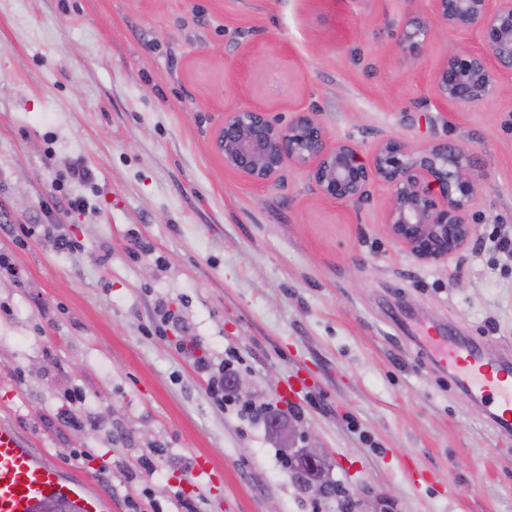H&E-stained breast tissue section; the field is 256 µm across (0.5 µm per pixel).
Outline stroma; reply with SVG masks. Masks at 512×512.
Returning <instances> with one entry per match:
<instances>
[{
    "label": "stroma",
    "mask_w": 512,
    "mask_h": 512,
    "mask_svg": "<svg viewBox=\"0 0 512 512\" xmlns=\"http://www.w3.org/2000/svg\"><path fill=\"white\" fill-rule=\"evenodd\" d=\"M410 11L431 2L0 0V220L16 227L0 252L19 271L0 274V419L109 512H512V436L424 339L512 355V258L493 246L512 235V75L482 108L442 107L436 69L481 39L442 31L414 58L396 42ZM252 106L316 112L364 152L472 151L471 244L419 260L388 234L381 184L351 206L299 167L264 188L225 170L224 112ZM162 301L180 326L158 337ZM231 350L250 400L301 407L292 442L211 401L193 357ZM309 437L334 493L281 465Z\"/></svg>",
    "instance_id": "obj_1"
}]
</instances>
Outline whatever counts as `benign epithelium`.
I'll return each instance as SVG.
<instances>
[{
    "label": "benign epithelium",
    "instance_id": "1",
    "mask_svg": "<svg viewBox=\"0 0 512 512\" xmlns=\"http://www.w3.org/2000/svg\"><path fill=\"white\" fill-rule=\"evenodd\" d=\"M439 28L474 30L482 47L444 60L433 77L435 99L458 108L484 105L500 74L512 72V0H432L431 16L409 14L396 40L418 57ZM214 148L224 169L258 187L274 183L287 165L307 170L318 194L338 203L357 205L372 184L388 186L387 231L424 262L448 258L472 237L478 159L446 141L415 148L389 138L364 155L333 139L315 112L297 110L283 125L271 113L249 107L224 113Z\"/></svg>",
    "mask_w": 512,
    "mask_h": 512
}]
</instances>
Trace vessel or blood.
Masks as SVG:
<instances>
[{"label": "vessel or blood", "mask_w": 512, "mask_h": 512, "mask_svg": "<svg viewBox=\"0 0 512 512\" xmlns=\"http://www.w3.org/2000/svg\"><path fill=\"white\" fill-rule=\"evenodd\" d=\"M430 344L453 384L470 400H495L491 414L499 432L512 434V357L487 358L453 336H433ZM49 499H64L75 512H105L108 502L89 492L54 463L30 448L16 427L0 421V512H37Z\"/></svg>", "instance_id": "obj_1"}]
</instances>
